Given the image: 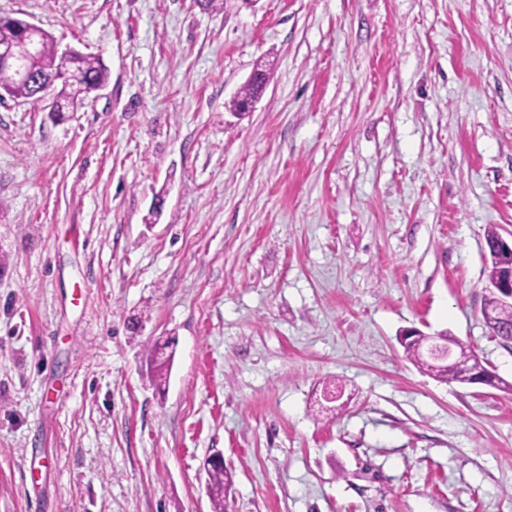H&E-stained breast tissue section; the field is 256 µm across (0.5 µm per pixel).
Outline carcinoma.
<instances>
[{"mask_svg":"<svg viewBox=\"0 0 512 512\" xmlns=\"http://www.w3.org/2000/svg\"><path fill=\"white\" fill-rule=\"evenodd\" d=\"M41 52L37 59L30 62V77L20 78L14 69L0 67V100L8 96L33 103L42 101L49 92H55L58 102L54 103L52 114L62 116L60 101L72 103L83 99L90 90L102 86L107 80V71L100 61L81 52L62 61L57 56V45L47 33L41 35ZM485 309L491 315L484 318L493 335L512 341V305L501 303L495 295L487 299ZM423 337L412 336L400 342L406 357L415 365H420V348ZM486 371L480 359L461 361L446 370L434 372V376L443 381L463 382L465 375ZM232 485V475L224 465L211 468L208 475L209 497L213 512H229L228 492Z\"/></svg>","mask_w":512,"mask_h":512,"instance_id":"cac0c4a2","label":"carcinoma"}]
</instances>
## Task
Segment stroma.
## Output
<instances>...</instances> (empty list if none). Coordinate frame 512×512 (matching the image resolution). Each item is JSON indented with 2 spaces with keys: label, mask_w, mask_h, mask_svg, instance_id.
Returning <instances> with one entry per match:
<instances>
[{
  "label": "stroma",
  "mask_w": 512,
  "mask_h": 512,
  "mask_svg": "<svg viewBox=\"0 0 512 512\" xmlns=\"http://www.w3.org/2000/svg\"><path fill=\"white\" fill-rule=\"evenodd\" d=\"M0 16L108 74L60 120L0 101V512H212L218 453L233 512H512V394L397 341L452 334L512 383L482 315L486 233L512 239V0Z\"/></svg>",
  "instance_id": "stroma-1"
}]
</instances>
